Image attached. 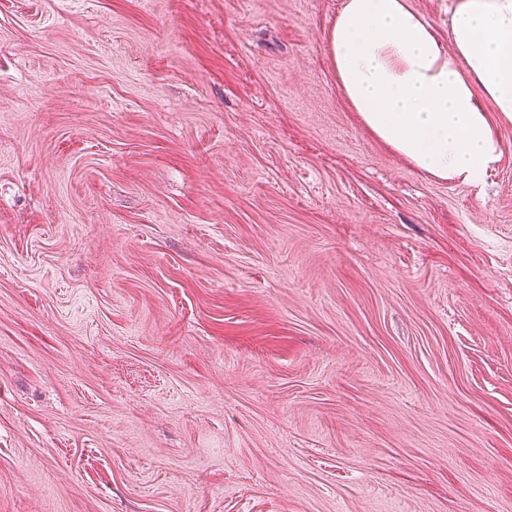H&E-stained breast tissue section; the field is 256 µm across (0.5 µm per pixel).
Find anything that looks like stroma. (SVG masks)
Returning a JSON list of instances; mask_svg holds the SVG:
<instances>
[{"instance_id": "35a3bbf8", "label": "stroma", "mask_w": 512, "mask_h": 512, "mask_svg": "<svg viewBox=\"0 0 512 512\" xmlns=\"http://www.w3.org/2000/svg\"><path fill=\"white\" fill-rule=\"evenodd\" d=\"M344 0H0V512H512V121L377 139Z\"/></svg>"}]
</instances>
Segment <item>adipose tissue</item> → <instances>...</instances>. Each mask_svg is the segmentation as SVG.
I'll return each instance as SVG.
<instances>
[{
	"mask_svg": "<svg viewBox=\"0 0 512 512\" xmlns=\"http://www.w3.org/2000/svg\"><path fill=\"white\" fill-rule=\"evenodd\" d=\"M442 44L408 0H345L330 32L363 123L422 170L471 185L502 154L486 94L512 119V0H455Z\"/></svg>",
	"mask_w": 512,
	"mask_h": 512,
	"instance_id": "obj_1",
	"label": "adipose tissue"
}]
</instances>
